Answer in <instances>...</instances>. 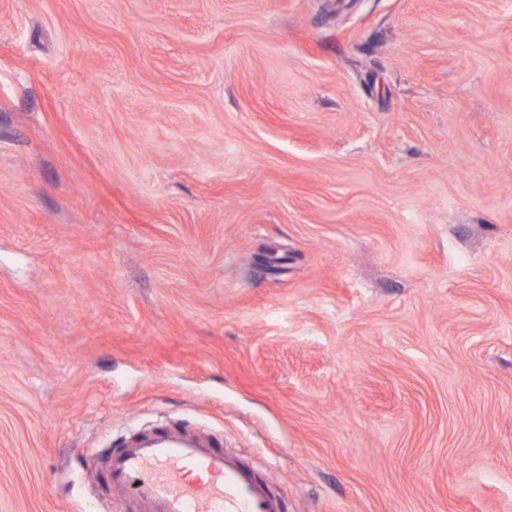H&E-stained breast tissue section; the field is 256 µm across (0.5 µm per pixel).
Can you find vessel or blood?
I'll list each match as a JSON object with an SVG mask.
<instances>
[{"instance_id":"1","label":"vessel or blood","mask_w":512,"mask_h":512,"mask_svg":"<svg viewBox=\"0 0 512 512\" xmlns=\"http://www.w3.org/2000/svg\"><path fill=\"white\" fill-rule=\"evenodd\" d=\"M103 462L133 512H284L282 494L218 437L176 422L120 437Z\"/></svg>"}]
</instances>
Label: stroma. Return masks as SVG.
Wrapping results in <instances>:
<instances>
[{"instance_id": "obj_1", "label": "stroma", "mask_w": 512, "mask_h": 512, "mask_svg": "<svg viewBox=\"0 0 512 512\" xmlns=\"http://www.w3.org/2000/svg\"><path fill=\"white\" fill-rule=\"evenodd\" d=\"M160 420L512 512V0H0V512Z\"/></svg>"}]
</instances>
